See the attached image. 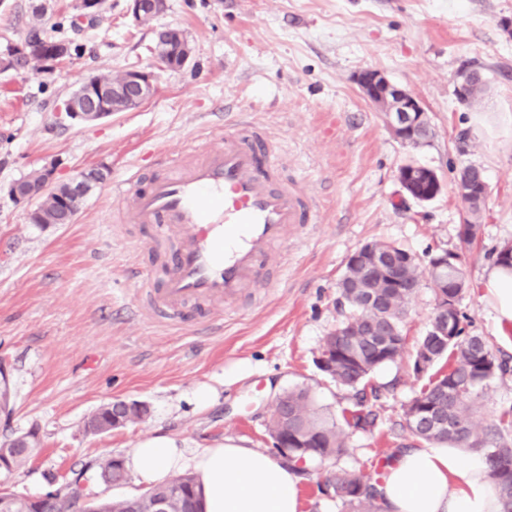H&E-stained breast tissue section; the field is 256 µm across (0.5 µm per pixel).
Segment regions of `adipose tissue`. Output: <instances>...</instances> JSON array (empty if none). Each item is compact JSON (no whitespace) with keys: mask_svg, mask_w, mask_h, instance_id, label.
Returning a JSON list of instances; mask_svg holds the SVG:
<instances>
[{"mask_svg":"<svg viewBox=\"0 0 512 512\" xmlns=\"http://www.w3.org/2000/svg\"><path fill=\"white\" fill-rule=\"evenodd\" d=\"M484 298L500 331H512V269H488ZM126 466L156 485L192 470L205 512H299V475L267 452L232 440L187 448L161 434L138 444ZM378 495L384 512H500L499 495L483 454L460 455L437 444L398 453Z\"/></svg>","mask_w":512,"mask_h":512,"instance_id":"1","label":"adipose tissue"}]
</instances>
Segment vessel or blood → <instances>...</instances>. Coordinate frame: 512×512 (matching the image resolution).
Segmentation results:
<instances>
[{"instance_id":"obj_1","label":"vessel or blood","mask_w":512,"mask_h":512,"mask_svg":"<svg viewBox=\"0 0 512 512\" xmlns=\"http://www.w3.org/2000/svg\"><path fill=\"white\" fill-rule=\"evenodd\" d=\"M126 224L153 226L174 246V264L151 309L232 305L256 288L290 229L309 223L304 194L282 173L279 148L252 125L226 132L221 146L191 162L174 159L169 172L115 180Z\"/></svg>"}]
</instances>
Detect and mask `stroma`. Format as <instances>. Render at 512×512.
<instances>
[{
	"label": "stroma",
	"instance_id": "obj_1",
	"mask_svg": "<svg viewBox=\"0 0 512 512\" xmlns=\"http://www.w3.org/2000/svg\"><path fill=\"white\" fill-rule=\"evenodd\" d=\"M79 5L0 0V55L35 36L76 48L50 72L0 70V360L12 386L0 437L32 427L41 436L13 490L37 496L78 480L93 499L143 494L131 473L123 484L104 483L101 465L163 432L191 448L233 439L272 449L276 399L304 388L325 415L340 417L360 400L378 413L373 432L350 433L342 456L307 461L300 473L301 512H344L324 492V476L377 478L385 461L416 444L402 429L403 407L426 383L413 353L436 305L422 280L408 305L402 358L370 374L364 388L336 384L316 360L325 336L353 312L337 286L350 255L374 240L400 245L423 265L441 250L459 254L469 282L461 312L472 332L512 356V335H502L483 298L488 268L512 243V38L500 27L512 19V0H167L146 23L133 19L130 0H104L92 21L81 19ZM171 27L192 47L177 70L154 55L158 32ZM131 68L157 74L144 105L93 123L65 114L83 78ZM464 68L489 84L471 105L454 94ZM368 70L421 102L428 143L394 138L358 87ZM242 118L278 144L313 219L289 234L251 296L218 309L219 327L203 324L195 307L173 323L149 316L135 273L161 274L172 257L155 247L151 227L117 223L112 182L164 172L174 152L191 160ZM410 162L438 175L434 200L417 202L402 189L399 169ZM49 163L60 181L92 167L107 174L73 223H31V204L9 194ZM464 164L482 169L490 185L470 243L460 235L455 186ZM116 399L146 402L150 413L88 433L86 421ZM510 408L512 373L477 399L475 419L490 426Z\"/></svg>",
	"mask_w": 512,
	"mask_h": 512
}]
</instances>
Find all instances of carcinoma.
Wrapping results in <instances>:
<instances>
[{"label":"carcinoma","instance_id":"1","mask_svg":"<svg viewBox=\"0 0 512 512\" xmlns=\"http://www.w3.org/2000/svg\"><path fill=\"white\" fill-rule=\"evenodd\" d=\"M468 102H475L486 92L488 83L480 72L474 70L468 78ZM483 171L471 164L460 167L457 174L459 197L463 205L465 224L463 239L475 238L483 220L485 200L470 192V189L484 181ZM39 215L30 217L31 223H41L42 217L57 214L64 219L62 206L54 195H46L38 205ZM379 251L390 250L398 258L408 260L402 267V274L410 280L420 278V264L408 250L395 244L381 242L374 245ZM448 267L455 276L448 278V288L438 291L448 293V336H437L428 331L418 344L414 359L416 373L422 367L436 364L450 357L452 366L448 373L433 386L422 389L403 408V428L416 439L427 443H446L452 448H466L483 453L490 469V477L499 493L503 512H512V440L505 438L508 426L512 425V412L507 411L495 428L481 427L473 419L472 407L475 401L491 387L494 381L512 371V359L499 357L489 342L482 336L467 332L464 315L459 309L463 293L468 288L459 256L448 253ZM373 291L384 297V307L370 309L357 296L342 289L343 297L353 308L347 319L348 336L326 337L321 354L330 355L335 363L331 372L336 383L357 387L374 370L393 364L404 353L402 324L411 300V294L401 288H394L385 277H378ZM284 399L296 413L301 425L303 440L301 450L294 454L288 465L297 466L307 459L320 461L342 454L347 447V430L369 431L376 423L377 415L357 403L350 410L352 420L342 417L324 416L316 411L313 401L304 388H295L283 393ZM431 409L440 414L448 427L430 430L418 424L422 412ZM336 486L338 499L347 512H381L375 484L367 483L353 472H338L326 477ZM152 497L168 500L169 512H190L191 505L201 509L194 476L179 475L170 481L147 490ZM83 496L69 483L57 490L56 496L36 500L28 512H84ZM103 507L105 512H139L145 505L131 498L120 501H90V507Z\"/></svg>","mask_w":512,"mask_h":512}]
</instances>
